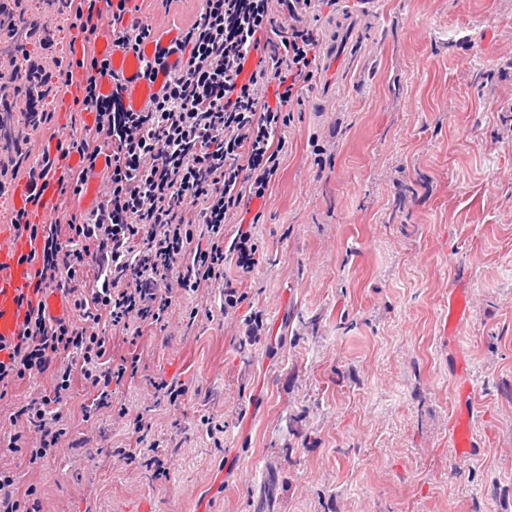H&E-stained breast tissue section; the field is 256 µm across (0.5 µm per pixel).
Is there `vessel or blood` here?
<instances>
[{"instance_id":"vessel-or-blood-1","label":"vessel or blood","mask_w":512,"mask_h":512,"mask_svg":"<svg viewBox=\"0 0 512 512\" xmlns=\"http://www.w3.org/2000/svg\"><path fill=\"white\" fill-rule=\"evenodd\" d=\"M356 6L336 19V28L345 32L356 26L359 19L374 12L376 0H355ZM56 10L65 11L77 22L65 53V70L71 80L55 95L58 112L71 111L77 100L83 99L87 67L91 61L106 64L107 72L98 82V91L104 96L121 99L126 111L146 112L152 109L169 74L181 70L187 58L175 32L160 35L159 39L142 41L138 48L116 46L117 33L130 30L132 11L109 14L90 13L88 0H57ZM40 142V161L35 176L12 179L14 213L25 214L33 224H50L56 218L55 204L63 183H66L77 159L69 155L67 139L44 138L35 131ZM110 168L107 156H99L95 167L86 174L84 197L88 207H95L101 183ZM40 241L20 232L11 239L0 237V360L6 359L7 348L16 343L26 327L31 306L45 308L46 318H61L67 313L63 293L56 288L35 289L34 266L29 261L32 252L40 250ZM467 291L456 285L448 293V316L442 324L445 340H453L459 323L467 315ZM454 396L471 402L474 386L471 367L465 352L454 356ZM473 412H457L448 419V442L451 456L468 459L476 456L481 445L471 430Z\"/></svg>"}]
</instances>
